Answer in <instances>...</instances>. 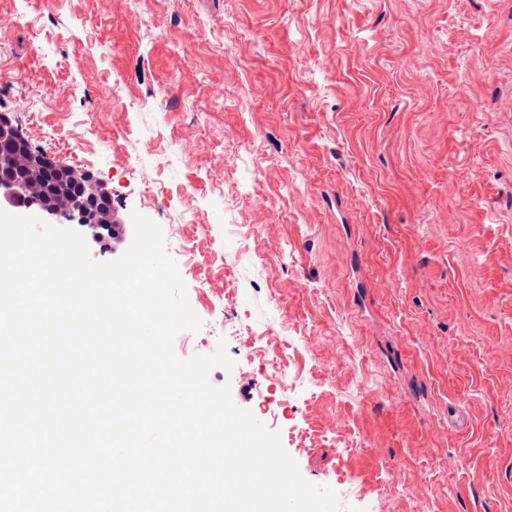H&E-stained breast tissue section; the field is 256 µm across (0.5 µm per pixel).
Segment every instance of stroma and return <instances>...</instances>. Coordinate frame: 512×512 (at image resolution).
<instances>
[{"instance_id":"stroma-1","label":"stroma","mask_w":512,"mask_h":512,"mask_svg":"<svg viewBox=\"0 0 512 512\" xmlns=\"http://www.w3.org/2000/svg\"><path fill=\"white\" fill-rule=\"evenodd\" d=\"M2 112L339 512H512V0H0Z\"/></svg>"}]
</instances>
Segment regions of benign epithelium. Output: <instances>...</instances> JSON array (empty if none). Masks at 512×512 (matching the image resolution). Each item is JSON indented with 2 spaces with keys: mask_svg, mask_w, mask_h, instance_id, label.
Returning <instances> with one entry per match:
<instances>
[{
  "mask_svg": "<svg viewBox=\"0 0 512 512\" xmlns=\"http://www.w3.org/2000/svg\"><path fill=\"white\" fill-rule=\"evenodd\" d=\"M82 200L75 206L70 202L60 200L49 204L44 199V185L24 178L0 179V208L15 210H40L48 223L60 224L62 221H77L92 230L99 228L96 219L95 205L102 196L104 188L89 171L83 170L80 175Z\"/></svg>",
  "mask_w": 512,
  "mask_h": 512,
  "instance_id": "benign-epithelium-1",
  "label": "benign epithelium"
}]
</instances>
